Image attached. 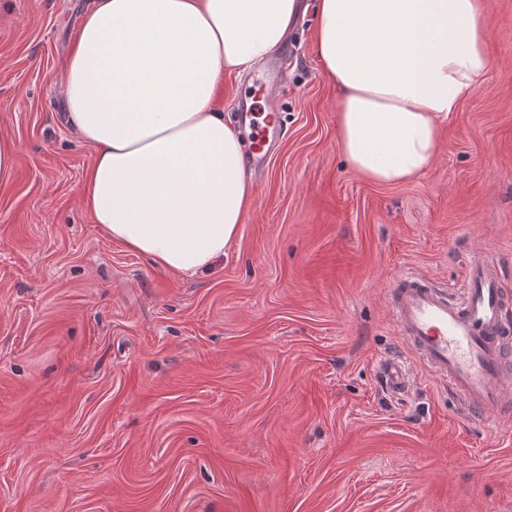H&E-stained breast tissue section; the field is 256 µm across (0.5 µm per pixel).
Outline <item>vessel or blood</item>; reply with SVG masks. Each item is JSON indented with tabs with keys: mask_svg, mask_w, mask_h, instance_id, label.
Listing matches in <instances>:
<instances>
[{
	"mask_svg": "<svg viewBox=\"0 0 512 512\" xmlns=\"http://www.w3.org/2000/svg\"><path fill=\"white\" fill-rule=\"evenodd\" d=\"M238 124L248 132L249 166L261 170L282 125L268 119L256 127L248 112L239 113ZM498 268L495 255L472 257L458 298L414 272L400 276L388 290L399 335L425 371L447 383L472 417L512 410V329L505 322L506 286ZM380 378L392 396L410 390L399 360L382 362Z\"/></svg>",
	"mask_w": 512,
	"mask_h": 512,
	"instance_id": "1",
	"label": "vessel or blood"
}]
</instances>
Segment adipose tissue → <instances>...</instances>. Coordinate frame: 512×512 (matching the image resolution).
<instances>
[{
    "mask_svg": "<svg viewBox=\"0 0 512 512\" xmlns=\"http://www.w3.org/2000/svg\"><path fill=\"white\" fill-rule=\"evenodd\" d=\"M301 0H93L62 74L93 148L81 187L113 241L177 274L208 270L253 206L218 82L282 46ZM338 141L380 184L424 174L452 112L493 67L487 0H317Z\"/></svg>",
    "mask_w": 512,
    "mask_h": 512,
    "instance_id": "obj_1",
    "label": "adipose tissue"
}]
</instances>
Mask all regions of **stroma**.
Here are the masks:
<instances>
[{"instance_id":"obj_1","label":"stroma","mask_w":512,"mask_h":512,"mask_svg":"<svg viewBox=\"0 0 512 512\" xmlns=\"http://www.w3.org/2000/svg\"><path fill=\"white\" fill-rule=\"evenodd\" d=\"M281 46L283 130L224 256L169 272L105 236L93 149L58 78L92 0H0V512H512V417L470 419L399 336L387 291L462 288L493 251L512 287V0L493 69L421 177L371 182L337 139L316 0ZM257 74L225 75L226 120ZM411 377L393 398L378 373ZM380 378L385 390L394 397L404 396L410 390V379L404 365L389 359L380 365Z\"/></svg>"}]
</instances>
